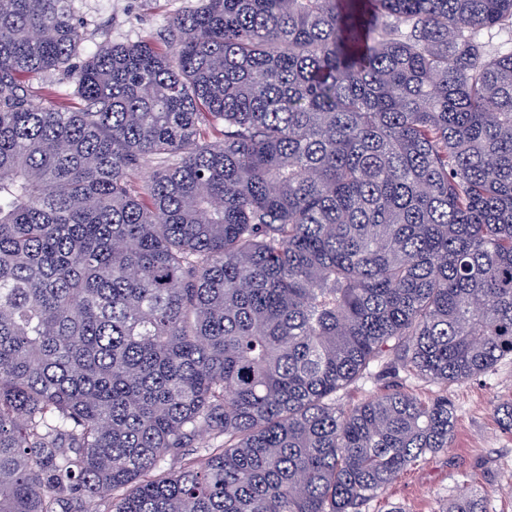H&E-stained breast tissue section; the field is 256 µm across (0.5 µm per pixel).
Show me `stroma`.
I'll return each instance as SVG.
<instances>
[{"mask_svg":"<svg viewBox=\"0 0 512 512\" xmlns=\"http://www.w3.org/2000/svg\"><path fill=\"white\" fill-rule=\"evenodd\" d=\"M199 0H72L81 21L84 53L103 43L136 42L156 34L178 13L194 10ZM401 386L423 400L448 397L454 432L448 448L429 453L408 467L362 512H441L449 498L485 489L489 512H512V432L504 430L497 407L512 400V357L477 377L439 385L373 364L364 378L337 394L349 407L389 386Z\"/></svg>","mask_w":512,"mask_h":512,"instance_id":"obj_1","label":"stroma"}]
</instances>
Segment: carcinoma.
<instances>
[{
    "mask_svg": "<svg viewBox=\"0 0 512 512\" xmlns=\"http://www.w3.org/2000/svg\"><path fill=\"white\" fill-rule=\"evenodd\" d=\"M71 2L0 0V512H362L454 414L336 394L512 357V0ZM199 0H72L80 19L85 58L105 42H136L156 34L167 20L199 6ZM27 83L35 96V103L44 108L61 106L72 94V84L62 75L53 71L32 75Z\"/></svg>",
    "mask_w": 512,
    "mask_h": 512,
    "instance_id": "cac0c4a2",
    "label": "carcinoma"
}]
</instances>
